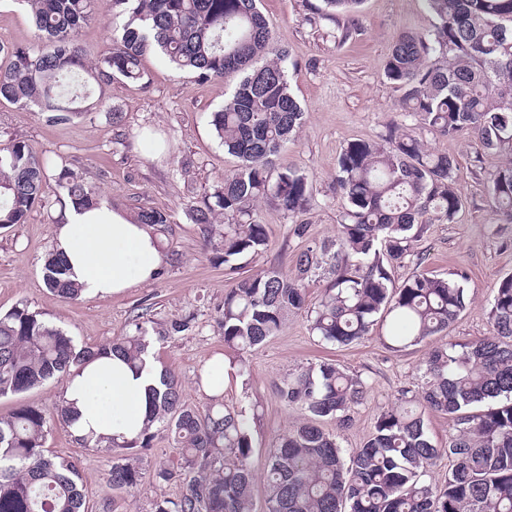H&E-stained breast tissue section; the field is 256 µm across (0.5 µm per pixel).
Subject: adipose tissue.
I'll return each instance as SVG.
<instances>
[{"label":"adipose tissue","mask_w":512,"mask_h":512,"mask_svg":"<svg viewBox=\"0 0 512 512\" xmlns=\"http://www.w3.org/2000/svg\"><path fill=\"white\" fill-rule=\"evenodd\" d=\"M53 250L67 263L83 295L108 297L156 278L163 258L153 225L142 224L106 202L68 206L53 235ZM161 369L148 364L133 373L116 355L104 354L67 381L64 399L75 412L76 434L135 438L148 416V389Z\"/></svg>","instance_id":"obj_1"}]
</instances>
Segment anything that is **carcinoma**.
Returning <instances> with one entry per match:
<instances>
[{
  "label": "carcinoma",
  "mask_w": 512,
  "mask_h": 512,
  "mask_svg": "<svg viewBox=\"0 0 512 512\" xmlns=\"http://www.w3.org/2000/svg\"><path fill=\"white\" fill-rule=\"evenodd\" d=\"M29 7L45 48L0 45L9 59L0 67V101L65 122L84 112V74L99 82H140L143 55L159 50L179 72L202 81H237L211 125L236 158L187 208L201 226L205 245L233 267L244 255L268 246L267 225L256 220L265 199L293 218L307 210L312 185L306 173L278 166L295 141L304 112L290 89L287 53L278 46L259 0H106L112 51L88 71L76 35L96 0H16ZM361 0H323L319 14L349 13ZM434 15L427 33L399 34L385 76L403 91L398 115L378 141L354 140L342 149L336 186L346 201L335 239L298 253L290 268H265L224 294L218 327L224 345L246 353L276 335L289 313L305 305L306 285L326 282L309 314L318 341L349 345L386 321L392 349L440 335L467 309L465 288L448 276L419 269L398 284L394 269L412 256L414 242L434 222H450L463 206L455 186L454 160L428 149L426 135L469 138L476 156L501 154L506 162L488 173L494 214L512 223V0H425ZM62 190L61 205H99L104 198L67 164L51 169L30 143L0 137V229L23 224L44 201L50 181ZM224 217V227L215 224ZM138 221L170 223L156 210ZM43 281L58 297L82 292L66 277L63 261L48 252ZM488 318L493 335L430 351L419 368L418 393L382 408L372 434L344 455L320 421L339 425L366 394L364 381L323 361L288 374L280 398L303 415L278 438L264 467L266 512H512V273L492 289ZM153 337L136 316L133 328L97 348L72 337L26 304L0 313V398L15 397L50 381H66L73 369L108 349L135 372L145 369ZM149 418L133 439L74 440L113 458L109 482L132 488L143 478L134 448H147L164 430L179 449L178 463L154 470L158 482H180L175 499L160 498L154 512H254L256 472L251 459L250 419L207 395L199 410L183 402L174 373L165 368L149 388ZM489 402L485 410L474 406ZM448 416V445L429 438L425 414ZM49 416L20 404L0 415V512H89L76 466L45 447ZM446 456L452 465L444 485L424 482L427 469Z\"/></svg>",
  "instance_id": "obj_1"
}]
</instances>
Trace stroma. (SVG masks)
I'll use <instances>...</instances> for the list:
<instances>
[{
    "label": "stroma",
    "instance_id": "obj_1",
    "mask_svg": "<svg viewBox=\"0 0 512 512\" xmlns=\"http://www.w3.org/2000/svg\"><path fill=\"white\" fill-rule=\"evenodd\" d=\"M320 5L321 0H261L276 40L288 51L291 90L305 112L296 140L277 162L311 177L313 193L306 218L312 239L318 241L335 237L345 205L336 189L340 152L355 139L379 140L395 118L402 92L384 75L394 38L403 31L431 30L435 23L424 0H362L356 11L330 19L315 18ZM343 28L349 29L350 36L341 43L335 34ZM15 43L42 45L29 12L12 0H0V44ZM142 69L140 83L99 84L96 93L103 107H92L67 123L50 124L41 113L1 102L0 132L29 140L43 159H63L81 168L100 195L130 215L143 208L167 213L170 226L164 238L162 275L111 298L84 296L66 301L49 292L42 265L52 248L60 212L52 200L36 205L26 223L0 229V312L26 303L61 327L77 345L91 347L128 331L134 316L145 309L158 331L170 321L191 318L189 330L155 342L153 351L178 375L186 404L200 409L207 399L198 384L199 374L213 357L232 355L217 325L225 292L240 277L271 265L290 264L304 244L288 237V215L262 201L257 205V219L268 227L266 252L242 259L233 272L216 262L186 208L235 165L210 123L233 82H203L194 74L176 73L153 50L143 56ZM116 112L122 116L117 125L112 122ZM146 133L161 141V152L145 148L142 136ZM428 146L453 157L465 206L453 222L430 225L414 251L424 256V270L464 276L467 310L447 336H432L399 352L388 348L385 329L379 325L352 345H326L311 335L306 313L317 305L324 285L309 283L306 309L290 314L277 336L246 353V374L224 389L226 405L256 418L255 469H262L278 437L302 417L298 407L284 403L277 393L286 374L331 359L366 383V397L351 408L349 423L330 427L348 453L367 440L388 402L401 390H416L419 366L430 350L449 341L464 344L491 335L492 287L512 273V224L495 222L486 184L487 172L500 165L501 159L488 155L476 160L471 144L464 140L432 138ZM62 391V384L50 383L15 399H0V415L19 402L39 406L51 415L46 445L77 466L91 512H153L156 499L180 494L178 483H159L149 474L135 488L112 490L108 483L111 457L80 447L69 430L54 420Z\"/></svg>",
    "mask_w": 512,
    "mask_h": 512
}]
</instances>
